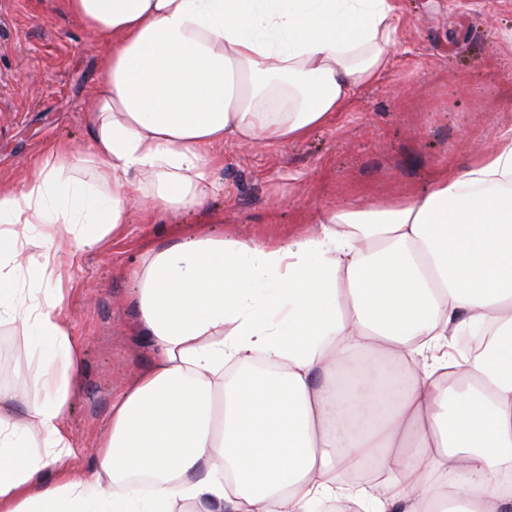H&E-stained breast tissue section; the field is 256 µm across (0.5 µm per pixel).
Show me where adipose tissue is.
<instances>
[{"instance_id":"adipose-tissue-1","label":"adipose tissue","mask_w":512,"mask_h":512,"mask_svg":"<svg viewBox=\"0 0 512 512\" xmlns=\"http://www.w3.org/2000/svg\"><path fill=\"white\" fill-rule=\"evenodd\" d=\"M64 5L107 54L88 152L55 143L0 190V322L51 377L40 454L0 386V512H512V135L284 241L180 221L215 146L302 140L388 69L394 0ZM133 208L172 227L131 291L153 360L79 474L55 259L111 247Z\"/></svg>"}]
</instances>
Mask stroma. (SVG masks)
Wrapping results in <instances>:
<instances>
[{
  "instance_id": "1",
  "label": "stroma",
  "mask_w": 512,
  "mask_h": 512,
  "mask_svg": "<svg viewBox=\"0 0 512 512\" xmlns=\"http://www.w3.org/2000/svg\"><path fill=\"white\" fill-rule=\"evenodd\" d=\"M398 44L383 76L363 87L328 126L288 145L234 140L208 186L209 213L181 221L248 239L287 238L313 215L365 197L423 193L435 169L462 167L482 145L512 135V0H397ZM106 53L61 0H0V189L19 187L59 140L86 149L85 114ZM124 240L79 262L60 257L71 278L68 324L84 342L79 386L65 414L71 468L93 472L95 442L112 405L152 351L134 334L128 272L143 237L164 224L131 211ZM0 385L18 390L14 412L44 394L27 337L0 324Z\"/></svg>"
}]
</instances>
